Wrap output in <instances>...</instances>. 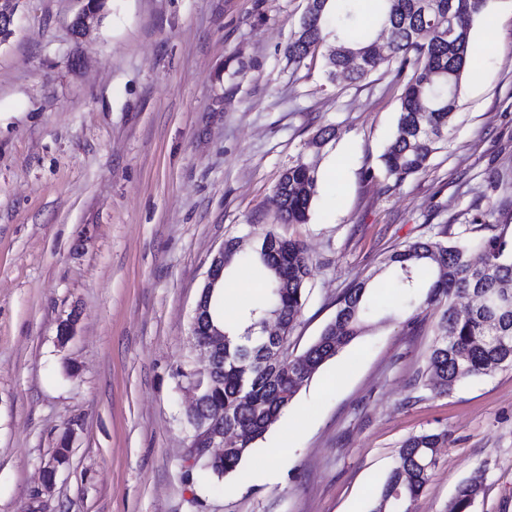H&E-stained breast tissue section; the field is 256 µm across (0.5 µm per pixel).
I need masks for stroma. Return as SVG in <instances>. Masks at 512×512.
I'll list each match as a JSON object with an SVG mask.
<instances>
[{
	"label": "stroma",
	"mask_w": 512,
	"mask_h": 512,
	"mask_svg": "<svg viewBox=\"0 0 512 512\" xmlns=\"http://www.w3.org/2000/svg\"><path fill=\"white\" fill-rule=\"evenodd\" d=\"M305 5L107 0L79 39L78 0H23L0 46V512H369L402 441L424 429L448 444L412 512H445L481 468L475 512H512V369L447 395L425 387L430 309L376 325L313 376L242 463L262 478L186 461L176 371L200 364L191 319L225 239L300 242L311 276L298 353L356 281L371 278L387 318L400 295L378 269L394 249L446 224L512 239V0H490L494 25H474L447 146L399 186L379 161L394 67L333 83L322 56L290 63ZM326 126L335 138L313 148ZM298 159L318 196L308 223L281 224L274 188ZM489 200L499 211L473 224ZM65 440L70 459L44 487Z\"/></svg>",
	"instance_id": "obj_1"
}]
</instances>
